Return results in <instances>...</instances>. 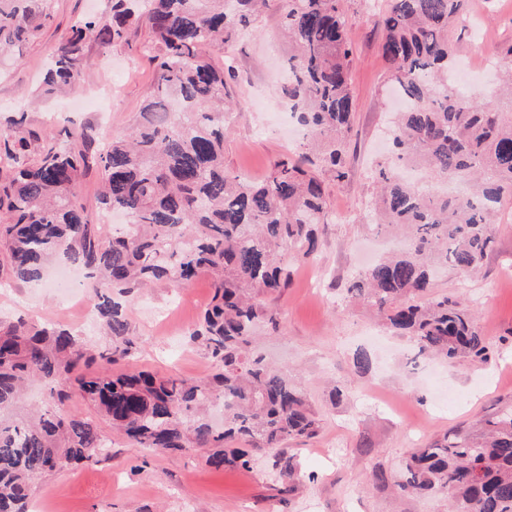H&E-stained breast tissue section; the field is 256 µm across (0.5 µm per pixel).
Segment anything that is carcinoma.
<instances>
[{
  "label": "carcinoma",
  "mask_w": 512,
  "mask_h": 512,
  "mask_svg": "<svg viewBox=\"0 0 512 512\" xmlns=\"http://www.w3.org/2000/svg\"><path fill=\"white\" fill-rule=\"evenodd\" d=\"M41 0H0V51L38 37ZM136 0H112V23L87 17L58 46L45 76L54 89L85 79L84 47L94 36L120 41ZM160 44L155 93L125 137L94 147L92 129L66 132L72 146L28 130L24 117L0 123V245L12 274L41 278L60 252L90 270L94 308L112 348L88 353L61 327L0 323V413L22 400L33 377L53 383V405L36 418H0V512H29L31 482L70 466L99 462L108 443L96 424L63 411L73 392L153 454L210 448V466L248 469L270 455L282 477H299L285 445L314 437L319 419L288 376L247 353L255 325L277 323L262 302L288 286L286 256L307 258L328 223L324 179L346 177L352 130V64L340 0H279L292 43L282 94L307 131L310 152L282 158L253 181L224 171L226 117L233 111L214 52L236 40L269 0H141ZM379 24L390 79L408 102L391 129L393 159L377 162L379 191L369 227L396 232L403 250L367 269L348 293L409 337L420 355L486 363L491 346L469 308L429 297L435 274L477 270L494 243L493 218L512 196V72L508 102L477 101L453 80L452 31L469 0H388ZM96 165L103 212L129 217L122 231L92 222L75 194ZM471 177L463 194L441 190ZM200 277L214 293L190 338L216 372L203 378L117 372L131 335L112 299L156 280L177 288ZM97 368L87 374L91 365ZM224 404V430L207 418ZM394 486L420 496L442 493L453 512H512V407L409 451Z\"/></svg>",
  "instance_id": "carcinoma-1"
}]
</instances>
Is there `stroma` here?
I'll list each match as a JSON object with an SVG mask.
<instances>
[{"label":"stroma","instance_id":"35a3bbf8","mask_svg":"<svg viewBox=\"0 0 512 512\" xmlns=\"http://www.w3.org/2000/svg\"><path fill=\"white\" fill-rule=\"evenodd\" d=\"M477 24L490 39L478 49L471 27L459 25L453 39L458 60L498 56L512 44V0H471ZM387 0H341L353 50L350 73L354 125L348 143V176L327 187L332 221L321 225L315 252L290 263L291 280L264 304L280 320L265 329L256 354L285 372L305 392L321 419L318 434L294 445L302 483L285 491L273 475V460L259 457L251 469H214L205 451L154 455L110 425L101 431L112 446L109 460L70 467L39 477L33 500L44 512H448L445 495L397 493L388 477L409 449L441 438L512 406V200H505L494 229V244L480 273L467 277L439 273L433 293L463 299L481 334L496 349L491 362L451 365L416 357L408 339L388 335L348 286L367 266L370 250L394 249L372 241L366 229L374 194L373 169L387 154L395 85L380 53L378 13ZM111 0H47L48 18L37 39L0 55V121L24 108L26 126L53 132L65 141L70 123L98 128L99 138L127 135L143 101L152 94L154 67L144 45L155 36L146 21L133 20L123 41L90 40L84 60L86 82L41 95L42 74L72 26L88 15L107 17ZM290 45L281 27L277 0L235 43L215 52V64H229L236 101L224 141V169L260 180L283 156L305 150V139L288 134L290 110L281 95ZM213 288L202 279L186 288L166 281L134 291L124 306L137 350L119 361L123 370H150L201 377L212 361L189 339L210 303ZM0 319L59 322L95 350L108 345L99 325L78 324L57 289L14 280L0 268ZM367 352V369L356 365ZM350 389L333 402V384Z\"/></svg>","mask_w":512,"mask_h":512}]
</instances>
